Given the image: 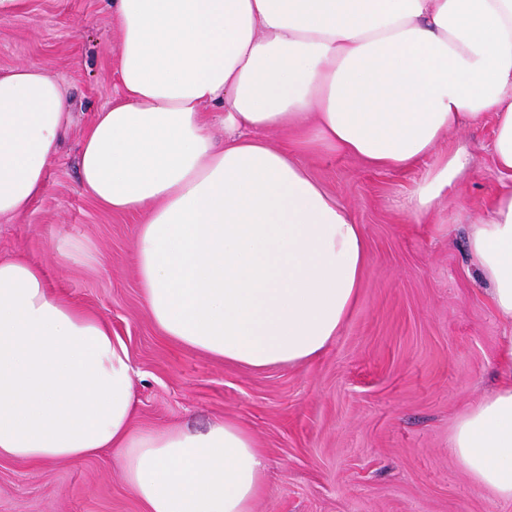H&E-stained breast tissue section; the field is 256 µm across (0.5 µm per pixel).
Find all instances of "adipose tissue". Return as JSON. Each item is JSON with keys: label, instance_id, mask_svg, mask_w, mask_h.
<instances>
[{"label": "adipose tissue", "instance_id": "1", "mask_svg": "<svg viewBox=\"0 0 512 512\" xmlns=\"http://www.w3.org/2000/svg\"><path fill=\"white\" fill-rule=\"evenodd\" d=\"M122 96L80 153L84 192L136 213L143 306L173 342L252 371L316 360L355 307L364 230L300 159L318 147L424 171L415 218L471 164L446 132L493 116L512 172V0H109ZM224 112L216 144L206 115ZM70 121L36 62L0 73V217L46 189ZM289 131L291 147L266 133ZM470 262L512 322V187L476 215ZM504 378L457 422L471 479L512 501V336ZM132 367L109 323L0 259V459L41 464L115 451L144 512H253L263 451L232 419L136 430Z\"/></svg>", "mask_w": 512, "mask_h": 512}]
</instances>
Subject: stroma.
<instances>
[{
	"label": "stroma",
	"instance_id": "1",
	"mask_svg": "<svg viewBox=\"0 0 512 512\" xmlns=\"http://www.w3.org/2000/svg\"><path fill=\"white\" fill-rule=\"evenodd\" d=\"M118 25L107 0H24L0 18V72L45 64L71 100L72 123L28 212L0 219V258L40 264L50 284L104 318L133 366L137 429H206L231 418L265 455L254 512H512L452 453L454 427L500 382L495 315L466 249L469 216L512 174L491 155L482 120L442 136L470 169L422 219L399 207L420 169L395 172L341 153L302 161L347 204L369 263L347 324L315 361L251 371L178 345L142 305L132 215L102 210L80 185L78 153L97 113L120 94ZM0 512H144L111 453L76 462L0 460Z\"/></svg>",
	"mask_w": 512,
	"mask_h": 512
}]
</instances>
